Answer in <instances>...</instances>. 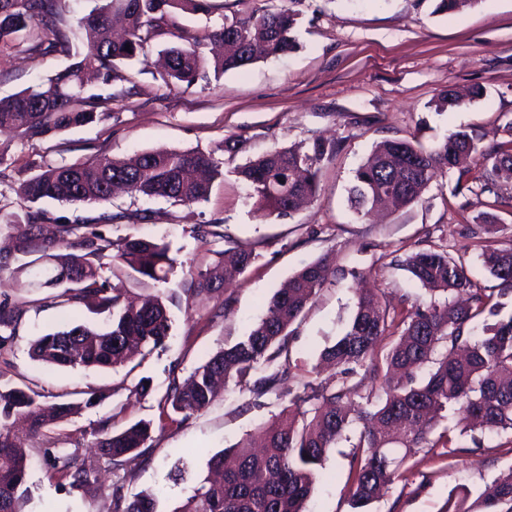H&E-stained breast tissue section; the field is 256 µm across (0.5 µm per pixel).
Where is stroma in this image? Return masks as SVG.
Here are the masks:
<instances>
[{"instance_id": "stroma-1", "label": "stroma", "mask_w": 512, "mask_h": 512, "mask_svg": "<svg viewBox=\"0 0 512 512\" xmlns=\"http://www.w3.org/2000/svg\"><path fill=\"white\" fill-rule=\"evenodd\" d=\"M208 5L204 13H179L175 26L154 36L144 54L119 66L111 85V119L56 135L0 132V214L5 216L24 214L16 190L48 163L177 149L222 152L225 169L208 202L191 208L127 195L79 208L42 202L49 217L69 221L112 214L104 231L114 240L140 234L166 238L171 245L177 263L167 280L125 283L127 298L162 297L171 316L169 336L145 359L114 371L49 370L30 358L33 340L52 332L65 314L38 305L44 290L17 285L16 262L8 257L13 228L0 224V257L5 260L0 294L25 305L11 346L0 354V384L31 387L50 403L77 399L83 391L104 395L95 408L40 434L16 428L32 462V494L22 512H41L47 505L56 512H112L113 476L92 450L90 435L97 421L110 414L121 426L139 419L151 422L148 458L131 463L126 488L132 494L155 495L156 512H173L196 479L206 475L211 455L256 433L284 402L270 394L255 403L231 386L206 410L179 423L159 419V399L172 379L187 378L224 343L248 332L265 314L273 293L322 256H330L341 274L306 310L289 345L290 362L301 375L341 334L355 310L356 286L393 303L403 295L426 301L424 289L395 261L428 241L447 240L451 254L464 257L481 287L499 289L461 229L476 224L485 212L511 227L512 180H499L492 193L477 183L459 192L454 170L434 180L415 204L363 217L350 210L348 190L355 170L386 139L416 140L428 147L461 129L484 149L512 139V0H480L474 8L448 14L435 13L433 0H208ZM286 5L298 15L294 51L226 72L217 82L189 87L162 82L159 49L203 36L224 20L250 21ZM68 63L59 54L28 51L19 40L0 45V96L32 86ZM474 86L483 88L481 99L437 109L441 91L453 87L464 92ZM237 138L246 139V151L223 152L224 142ZM317 140L333 148L318 165L317 195L290 215L259 220L255 200L234 167L276 148H307ZM142 210L151 218L136 222L135 214ZM212 223L220 224L222 239L203 243L190 232L191 225ZM229 247L253 251L255 264L219 296L190 292L191 271L211 266L217 251ZM354 269L363 272V281L351 277ZM221 298L229 300L231 312L211 319ZM143 378L147 394H134ZM48 448L76 449L78 466L101 471L102 490L86 495L52 478L44 454ZM350 451L345 439L332 449L306 512H353L347 481ZM511 469L512 437L505 433L486 435L483 448L452 456L442 448H416L398 480L365 512H441L451 491L478 494L486 482Z\"/></svg>"}]
</instances>
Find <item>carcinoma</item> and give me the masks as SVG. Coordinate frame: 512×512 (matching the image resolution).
<instances>
[{
	"mask_svg": "<svg viewBox=\"0 0 512 512\" xmlns=\"http://www.w3.org/2000/svg\"><path fill=\"white\" fill-rule=\"evenodd\" d=\"M89 9L77 19L86 53L73 52L72 30L61 13L62 0H0V43L26 32L30 50L74 58L64 70L17 93L0 97V130L27 136L61 133L102 121L101 110L112 101L103 94L111 86L117 64L142 53L155 32L176 25L180 11L205 12L206 0H87ZM434 12L448 14L480 0H434ZM52 28L53 39L33 35L35 27ZM297 14L287 7L266 11L248 23L224 21L208 35L223 53L208 56L206 44L194 40L161 50L165 84L191 86L199 80L220 79L224 72L296 48ZM130 51H125V46ZM101 89L88 92L89 82ZM327 146L313 143L309 151L281 148L249 160L237 174L256 200L257 217L291 214L298 203L316 196L318 164ZM482 159L498 177L512 179V140L482 150L473 137L457 131L433 148L408 140H384L355 171L348 192L352 211L366 216L381 203L401 206L418 202L434 178ZM224 177V160L195 150H155L130 158L97 157L75 163H55L22 181L17 193L28 203L24 222L14 225V252L21 263L14 269L22 287L49 288L42 298L49 306L67 309L76 299L97 300L112 314L101 329L68 322L37 337L30 357L50 368L116 369L133 356H147L169 335L171 317L159 297L139 303L126 301L123 283L101 274L98 260L108 255L112 267L126 278L163 281L173 272L175 258L163 239L135 235L118 241L101 230L80 229L89 221L56 225L53 238L42 237L47 214L37 204L53 200L79 207L112 200L119 184L133 197L162 198L187 207L207 201L213 182ZM484 236L479 257L485 271L500 281L498 293H487L474 280L461 257L442 244L413 250L398 266L430 294L417 305L404 295L396 303L373 293L358 295L356 310L343 334L325 347L320 358L338 368L324 382L297 378L289 362L292 326L336 271L316 260L292 275L288 287L271 297L265 315L245 335L224 344L184 381L172 379L158 402L159 419L175 414L185 421L206 409L218 396L219 384H233L254 398L274 393L287 404L261 427V450L245 438L234 446L235 463L224 466V454L210 458L209 469L221 479L199 478L186 500L172 512H305L330 449L359 422L349 460L350 504L368 506L400 476L413 448L463 451L458 441L429 434L448 408L469 421L471 442L482 447L485 434L512 432V315L500 316V297L512 294V236L495 237L494 215L481 216ZM194 237L224 238L216 224H193ZM256 260L251 251L227 248L218 252L214 271L192 274L193 292L212 295L223 283L243 274ZM25 310L9 297L0 300V350L15 335ZM427 370L419 380L416 372ZM32 389L0 385V512H20L17 505L31 498L27 483L29 459L15 444L11 420L23 419L33 432L68 420L100 401L95 393L78 402L48 404ZM91 435L104 468L114 476L112 512H156L150 494L125 491L128 463L144 457L151 445V422L139 420L117 429L112 417L97 421ZM53 475L72 489L98 490V475L80 468L76 452H48ZM445 512H512V470L486 484L474 501L469 493L449 497Z\"/></svg>",
	"mask_w": 512,
	"mask_h": 512,
	"instance_id": "cac0c4a2",
	"label": "carcinoma"
}]
</instances>
